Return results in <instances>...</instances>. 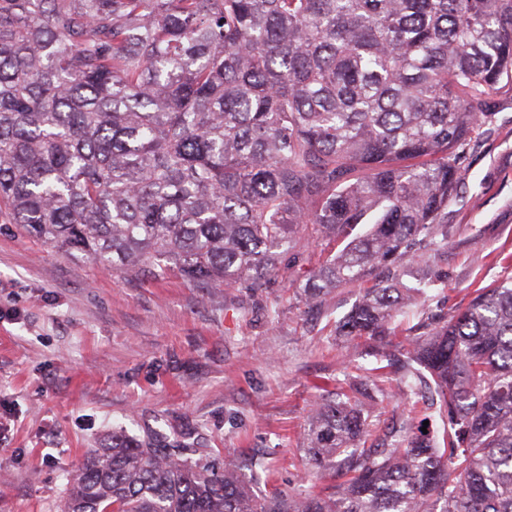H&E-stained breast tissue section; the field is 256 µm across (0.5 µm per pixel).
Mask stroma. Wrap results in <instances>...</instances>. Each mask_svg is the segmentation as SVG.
<instances>
[{
  "label": "stroma",
  "instance_id": "35a3bbf8",
  "mask_svg": "<svg viewBox=\"0 0 512 512\" xmlns=\"http://www.w3.org/2000/svg\"><path fill=\"white\" fill-rule=\"evenodd\" d=\"M490 112L461 162L448 245L430 269H405L426 291L382 345L336 334L359 287L299 299L318 243L288 278L211 289L131 279L0 226V512H62L71 472L115 431L188 435L262 497L329 484L306 476L302 434L318 400L355 382L378 395L366 447L403 419L442 437L444 418L402 397L407 372L389 356L512 276V91Z\"/></svg>",
  "mask_w": 512,
  "mask_h": 512
}]
</instances>
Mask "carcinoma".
<instances>
[{
	"label": "carcinoma",
	"mask_w": 512,
	"mask_h": 512,
	"mask_svg": "<svg viewBox=\"0 0 512 512\" xmlns=\"http://www.w3.org/2000/svg\"><path fill=\"white\" fill-rule=\"evenodd\" d=\"M512 87V0H0V224L138 280L263 288L338 246L302 287L373 286L336 335L387 336L403 269L444 217L487 100ZM443 442L363 404H315L310 464L344 477L256 495L236 461L123 432L64 512H512V278L405 350Z\"/></svg>",
	"instance_id": "obj_1"
}]
</instances>
